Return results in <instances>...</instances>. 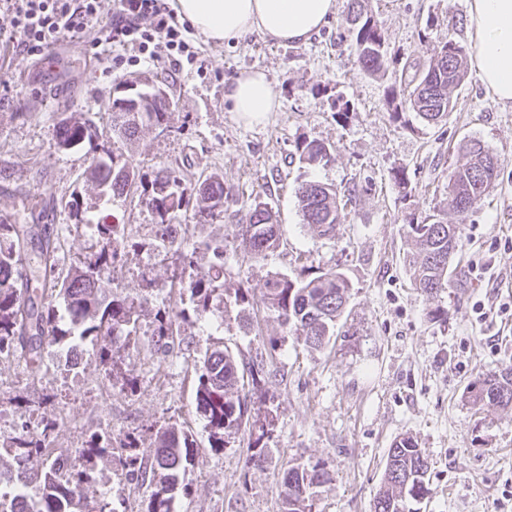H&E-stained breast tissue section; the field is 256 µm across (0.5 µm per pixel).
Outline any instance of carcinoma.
<instances>
[{
	"mask_svg": "<svg viewBox=\"0 0 512 512\" xmlns=\"http://www.w3.org/2000/svg\"><path fill=\"white\" fill-rule=\"evenodd\" d=\"M359 0H350L348 31L365 70L378 75L385 71L388 53L387 34L374 18L358 9ZM467 69L462 46L450 40L437 58L423 72L388 89L393 114L410 108L427 122L436 123L452 109L451 90L464 80ZM170 103L151 105L149 112H112V135L125 141L136 139L144 127H168ZM58 144L71 149L89 145L92 162L83 173L84 183L102 194L122 196L144 183L129 160L106 148L100 142L103 133L77 115L64 118L56 130ZM458 152L465 162L448 174V200L452 209L464 215L483 199L498 176L500 163L472 151V142L460 143ZM299 162L309 166L331 159L330 148L318 140L296 144ZM303 223L319 236L335 235L336 225L345 220L340 193L319 181H302L294 188ZM231 191L224 180L214 174L196 182L193 188L181 186L180 178L166 168L151 181L145 203L155 215L160 237L166 238V226L176 213L191 209L200 218L224 212V199ZM94 232L102 240V248L94 258L63 273L58 268L56 238L50 228L41 233L38 243L29 246L30 231L23 224L0 221V360H15L35 371L40 367L41 350L47 346L69 348L90 342L96 358L107 376L123 372L127 386L134 385L133 366L122 355L120 339L137 329L139 309L148 298L136 300L112 292V282L103 273L116 268L126 249L127 232L123 224H96ZM407 234L415 242L416 251L409 262L412 283L427 294L448 284V272L442 258L459 246V227L429 215L419 223L407 225ZM238 246L252 257L265 259L280 245L281 231L272 209L256 203L245 221L236 225ZM38 274L44 292L62 300L39 305L28 294L29 275ZM223 284L209 273L190 285L188 301L175 307H163L155 315L154 340L160 348L174 342V326L179 322L205 320L213 312V301ZM350 285L334 270L304 281L274 273L265 283V301L278 313L282 322L292 328L312 347L329 344L334 336L336 320L345 310ZM245 367L226 347H215L205 354L197 372L195 399L206 420L210 448L219 451L227 439L242 428L249 430L247 464L265 457L262 439L264 424L249 421L248 393L245 392ZM477 403L488 401L502 408L512 407V367L477 377L469 386ZM56 421L42 420L37 434L22 432L4 446L15 461V473L9 480L20 491L35 486L27 512H110L104 499L88 507V489L93 482L90 473L95 460L112 450H120L122 468L141 484L153 487L144 512H175L174 493L191 495L192 484L186 475L193 466L196 442L193 435L171 424L156 432L153 451L140 450L141 436L132 432L114 442L108 433L96 434L81 449L83 466L74 464L62 471L59 457L52 455L50 438ZM429 462L410 436L393 442L388 450L383 482L373 497L371 512H406V501L425 498L429 493ZM323 473L313 467L290 465L279 481V497L283 512H313L312 488L321 482Z\"/></svg>",
	"mask_w": 512,
	"mask_h": 512,
	"instance_id": "1",
	"label": "carcinoma"
}]
</instances>
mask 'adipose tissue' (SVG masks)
Here are the masks:
<instances>
[{
    "label": "adipose tissue",
    "instance_id": "1",
    "mask_svg": "<svg viewBox=\"0 0 512 512\" xmlns=\"http://www.w3.org/2000/svg\"><path fill=\"white\" fill-rule=\"evenodd\" d=\"M337 0H176L182 20L208 39L229 42L257 31L279 43L303 44L334 16ZM473 59L487 92L512 105V0H468ZM239 118L258 122L280 101L261 69L242 71L224 88Z\"/></svg>",
    "mask_w": 512,
    "mask_h": 512
}]
</instances>
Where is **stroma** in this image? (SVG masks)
Segmentation results:
<instances>
[{"instance_id": "stroma-1", "label": "stroma", "mask_w": 512, "mask_h": 512, "mask_svg": "<svg viewBox=\"0 0 512 512\" xmlns=\"http://www.w3.org/2000/svg\"><path fill=\"white\" fill-rule=\"evenodd\" d=\"M349 0L306 44H279L251 32L217 43L198 32L202 69L175 72L166 63L93 61L101 36L89 28L75 45L53 50L46 70L20 55L0 59V219L17 216L21 201L77 196L87 223L122 224L131 245L112 274L114 293L147 295L135 336L126 341L138 379L135 390L108 381L85 345V367L61 371L55 348L30 372L0 360V445L22 429L58 418L55 455L77 458L93 433L113 438L140 433L151 444L159 427L174 423L194 435L199 452L188 475L189 497L176 512H281L278 482L291 464L328 474L315 489V512H370L387 450L413 436L430 462V494L410 512H512V409L474 402L469 385L479 375L512 365V106L493 100L476 69L452 93L453 108L429 125L412 110L394 119L387 89L395 75L427 66L448 41L469 46L467 0H365L388 35L389 70L375 76L360 65L345 29ZM268 72L281 107L259 123L238 120L224 86L250 68ZM146 78L162 84L170 102V129L142 130L133 144L113 138L111 99L118 83ZM350 110L338 114L337 101ZM79 113L110 149L145 177L163 167L184 181L216 174L231 196L221 215L183 219L184 246L193 263L154 249L156 218L139 192L97 198L83 182L87 148L58 146V122ZM317 139L330 162L300 164L297 142ZM481 141L500 160L487 196L460 225L446 288L427 295L411 285L406 236L410 220L448 207V173L460 142ZM303 180L348 188L345 223L330 238L302 222L294 189ZM267 203L281 226V244L258 261L239 248L234 226L255 202ZM48 221L61 248L60 270L99 251V238L75 227L68 212ZM223 248V259L214 251ZM189 296L197 275L219 273L227 292L248 289L247 323L215 302V325L183 323L173 351L153 353L154 314L169 302L175 270ZM335 270L351 283L336 335L322 349L304 345L265 300L269 275L309 280ZM223 342L256 370L262 391L249 414L269 413L263 438L266 461L247 465L249 435L239 432L224 451L208 445L206 421L196 408L195 368L213 343ZM42 399L39 410L30 403ZM90 494L110 498L115 512H141L150 490L130 482L112 457L95 462Z\"/></svg>"}]
</instances>
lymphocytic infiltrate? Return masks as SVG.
Returning a JSON list of instances; mask_svg holds the SVG:
<instances>
[{
	"mask_svg": "<svg viewBox=\"0 0 512 512\" xmlns=\"http://www.w3.org/2000/svg\"><path fill=\"white\" fill-rule=\"evenodd\" d=\"M2 12L11 26L0 28V45L29 57L79 41L97 24L114 50L115 65L162 61L179 72L199 61L188 24L168 0H0Z\"/></svg>",
	"mask_w": 512,
	"mask_h": 512,
	"instance_id": "f902f5d3",
	"label": "lymphocytic infiltrate"
}]
</instances>
